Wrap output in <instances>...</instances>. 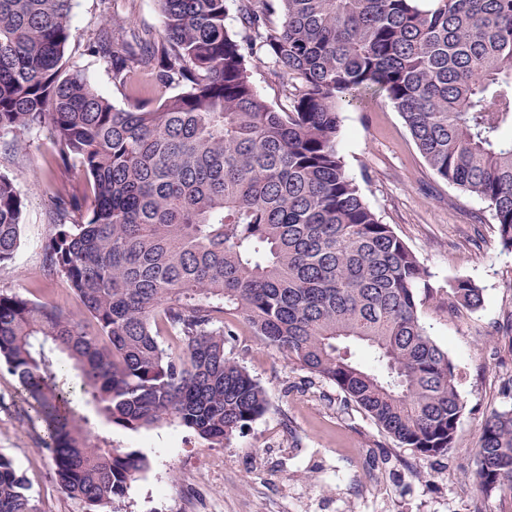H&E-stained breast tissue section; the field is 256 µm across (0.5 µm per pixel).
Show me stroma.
I'll return each mask as SVG.
<instances>
[{
  "label": "stroma",
  "instance_id": "obj_1",
  "mask_svg": "<svg viewBox=\"0 0 512 512\" xmlns=\"http://www.w3.org/2000/svg\"><path fill=\"white\" fill-rule=\"evenodd\" d=\"M113 15L162 28L156 0H72L65 62L125 109L130 100L113 84L110 62L87 49ZM340 120L346 174L431 274L433 292L420 297L418 317L457 375L463 409L453 448L423 457L399 447L335 385L289 364L236 322L227 350L265 389L267 412L220 448L175 424L139 432L98 427L113 447L147 451L121 512H512V492L486 496L473 482L485 419L512 409V250L501 245L488 202L437 177L383 97L344 103ZM14 140L0 133V174L23 193L20 244L0 264V293L81 314L68 283L45 276L44 249L54 233L56 184L82 196L89 179L75 164L52 167L49 128L25 133L22 146ZM459 277L482 288L479 309L453 305L449 285ZM43 439L17 378L0 366V454L24 475L40 512H86L58 483Z\"/></svg>",
  "mask_w": 512,
  "mask_h": 512
}]
</instances>
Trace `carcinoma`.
Masks as SVG:
<instances>
[{"label": "carcinoma", "instance_id": "1", "mask_svg": "<svg viewBox=\"0 0 512 512\" xmlns=\"http://www.w3.org/2000/svg\"><path fill=\"white\" fill-rule=\"evenodd\" d=\"M159 34L116 18L89 39L115 108L62 74L71 0H0V132L51 126L93 200L60 191L46 275L83 317L0 293V361L52 443L59 483L89 512H118L142 453L93 438L176 422L213 446L267 408L227 356L225 319L340 389L402 447H453L462 403L448 352L417 315L430 273L344 169L339 108L383 94L441 179L489 202L512 250V0H157ZM235 11L240 28L227 26ZM263 55L282 84L254 89ZM177 86L181 92L167 95ZM23 194L0 175V263L19 246ZM453 302L479 308L459 278ZM474 483L512 493V411L485 421ZM0 512H36L0 456ZM253 63L252 81L256 92L268 103L277 106L284 102L281 85L270 75L266 64Z\"/></svg>", "mask_w": 512, "mask_h": 512}]
</instances>
